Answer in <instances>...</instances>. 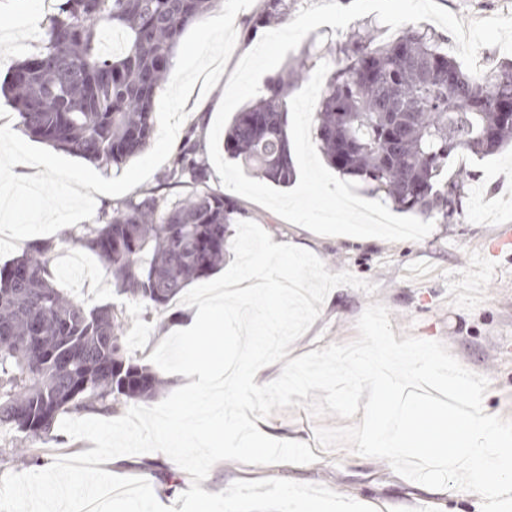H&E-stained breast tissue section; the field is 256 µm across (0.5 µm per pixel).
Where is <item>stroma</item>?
<instances>
[{"label": "stroma", "instance_id": "obj_1", "mask_svg": "<svg viewBox=\"0 0 512 512\" xmlns=\"http://www.w3.org/2000/svg\"><path fill=\"white\" fill-rule=\"evenodd\" d=\"M56 0H0V84L14 63L35 54L43 44L45 23ZM264 0H220L212 15H223L224 27L201 38V24L183 34L168 82L154 99L155 133L149 145L129 162L113 167L110 197L97 192L102 165L29 139V151L12 153L13 136L24 134L18 113L0 97V185L11 172L29 174L20 185L12 211L0 215V235L11 239L0 247V266L20 255L34 239L58 237L59 221L75 214V231L95 223L102 211L140 199L156 188L165 204L177 202L184 188H160L183 139H207L226 85L241 57L259 41L255 18ZM450 173L468 171L463 214L458 223L438 224L419 241L388 242L372 238L354 243L322 236L291 224L273 211L244 197L236 202L243 219L256 222L273 240L315 254L330 273L347 271L375 286L368 293L349 286L333 289L320 316L289 348L296 358L332 343H348L357 335L356 322L369 304H384L396 339L413 335L446 345L467 369L486 376L490 386L483 399L486 413L512 419V247L502 237L512 235V151L482 159L454 156ZM56 284L68 295L95 306L118 300L110 276L91 252L59 247L52 257ZM129 317L128 354L148 364L159 343L195 317L197 309L174 300L164 311L122 301ZM341 418L309 417L291 407L257 421L265 435L309 443L315 462L304 465H247L221 461L202 481L203 490L218 493L238 480L283 478L323 485L376 508L377 512H474L472 493L434 490L396 474L387 461L363 457L349 447L321 448L317 428L337 427ZM104 471L123 477L151 478L152 471L174 474L176 487L153 481L157 500L166 506L188 490L189 474L161 452L117 457L103 463Z\"/></svg>", "mask_w": 512, "mask_h": 512}]
</instances>
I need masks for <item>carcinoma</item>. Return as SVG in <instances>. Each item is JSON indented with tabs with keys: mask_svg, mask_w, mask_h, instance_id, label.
Here are the masks:
<instances>
[{
	"mask_svg": "<svg viewBox=\"0 0 512 512\" xmlns=\"http://www.w3.org/2000/svg\"><path fill=\"white\" fill-rule=\"evenodd\" d=\"M214 2L60 0L42 49L15 65L3 92L32 137L92 162L122 164L151 140L154 98L180 37ZM287 15L285 0H267L257 23ZM109 29L122 47L107 54ZM334 52L340 67L315 115L327 163L399 211L456 223L466 179L448 175V159H481L512 142V63L474 75L438 36L413 25L392 39L359 30ZM314 58L306 50L293 60L225 134L229 155L277 186L295 178L286 100ZM206 178L199 145L190 142L160 180L190 188L173 205L162 206L149 190L78 234L32 243L0 267V431H8L3 442L11 448L0 463L38 462L64 415H109L165 392L169 380L160 371L128 356L125 308H89L65 294L52 254L69 244L92 252L118 294L164 309L224 265L240 209L220 190L198 191Z\"/></svg>",
	"mask_w": 512,
	"mask_h": 512,
	"instance_id": "carcinoma-1",
	"label": "carcinoma"
}]
</instances>
